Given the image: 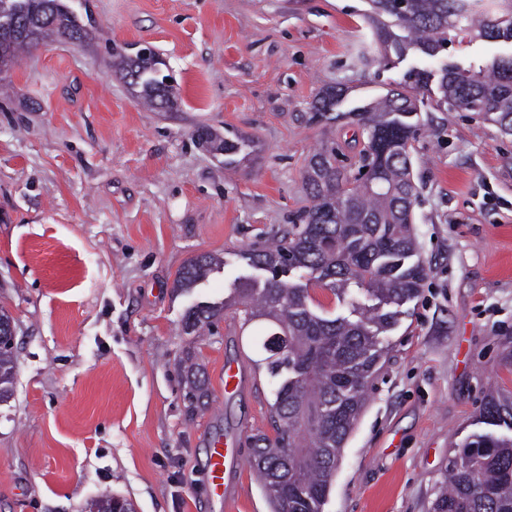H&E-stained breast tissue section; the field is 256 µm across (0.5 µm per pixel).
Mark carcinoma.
I'll return each mask as SVG.
<instances>
[{
	"label": "carcinoma",
	"mask_w": 512,
	"mask_h": 512,
	"mask_svg": "<svg viewBox=\"0 0 512 512\" xmlns=\"http://www.w3.org/2000/svg\"><path fill=\"white\" fill-rule=\"evenodd\" d=\"M50 0H0L9 9L21 3L28 12H44ZM367 18L373 45L383 58L411 48L434 58L450 33L487 40L512 41V0H369ZM49 38L71 29L65 9L53 13ZM40 39L0 35V49L16 62ZM154 53L137 62L115 55L125 82L149 107L160 110L167 95L166 76L153 75ZM441 106L451 112H475L512 135V57H496L476 69L445 65L436 73L411 71L407 79L377 99L339 111L347 90L330 86L312 105L310 120L334 124L354 116L363 138L354 181L336 166L334 148L321 146L309 159L304 181L313 201L303 223L288 239L244 253L252 267L270 273L259 284L236 280L230 301L192 307L184 321L187 333L198 331L230 305L242 307L247 322L267 326L261 347L266 374L275 384L270 421L278 432L253 437L251 462L273 512H323L342 449L366 404L371 378L385 355L380 336L397 324V308L419 293L426 278L417 254L413 207L418 189L413 180L411 141L419 130L420 95L432 80ZM197 139L224 151L233 164L247 141L240 135L220 139L207 127ZM293 264L309 280L346 303L350 315L333 319L310 307L308 288L281 279ZM219 266L211 254L191 258L176 273L174 287L195 288ZM366 293L373 304L357 299ZM15 369L10 348H0V395L8 392ZM480 418L487 430L468 436L454 450L444 486L432 512H512V390L489 392Z\"/></svg>",
	"instance_id": "1"
}]
</instances>
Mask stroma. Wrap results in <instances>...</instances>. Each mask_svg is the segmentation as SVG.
<instances>
[{
    "label": "stroma",
    "mask_w": 512,
    "mask_h": 512,
    "mask_svg": "<svg viewBox=\"0 0 512 512\" xmlns=\"http://www.w3.org/2000/svg\"><path fill=\"white\" fill-rule=\"evenodd\" d=\"M108 42L49 40L18 59L0 96V308L17 360L0 401V512H86L118 495L135 512H270L249 460L272 433L273 386L258 368L263 326L235 308L204 335L187 312L264 280L243 254L281 238L309 205L302 172L335 142L348 175L355 124L316 126L329 86L348 106L385 95L413 68L486 65L511 41L459 35L440 57L390 65L357 56L367 0H67ZM153 47L181 101L145 108L113 49ZM424 95L412 161L418 257L428 276L382 336L324 512H430L452 448L477 431L484 395L512 388V135ZM248 138L241 162L198 145L197 128ZM210 253L198 287L176 272ZM205 394H188L185 358ZM241 372L224 391V364ZM240 458L224 495L205 479L211 440ZM218 266V259L211 254L193 257L177 271L174 288H195L206 281Z\"/></svg>",
    "instance_id": "stroma-1"
}]
</instances>
